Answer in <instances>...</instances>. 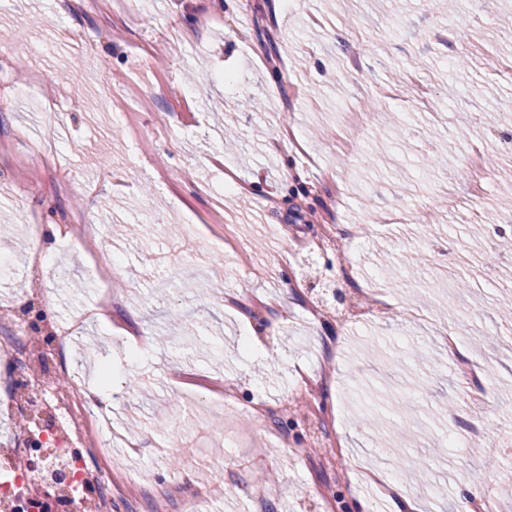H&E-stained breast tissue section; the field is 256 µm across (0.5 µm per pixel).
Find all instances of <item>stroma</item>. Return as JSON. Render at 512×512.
I'll return each mask as SVG.
<instances>
[{
    "mask_svg": "<svg viewBox=\"0 0 512 512\" xmlns=\"http://www.w3.org/2000/svg\"><path fill=\"white\" fill-rule=\"evenodd\" d=\"M190 19L204 32L168 69L140 66L136 47L168 53ZM0 39V336L32 334L17 297L41 225H89L48 256L43 297L68 326L104 251L112 309L51 339L46 366L83 390L99 384L83 355L110 366L115 481L183 484L205 512H391L369 469L420 512H457L471 470L512 512V0H0ZM395 72L430 104L370 105ZM474 145L498 159L477 200ZM325 224L368 232L310 250ZM175 264L195 277L159 291ZM371 278L387 301L371 325L309 314L325 288L352 307ZM177 316L202 326L195 347ZM446 332L489 371L461 382Z\"/></svg>",
    "mask_w": 512,
    "mask_h": 512,
    "instance_id": "obj_1",
    "label": "stroma"
}]
</instances>
